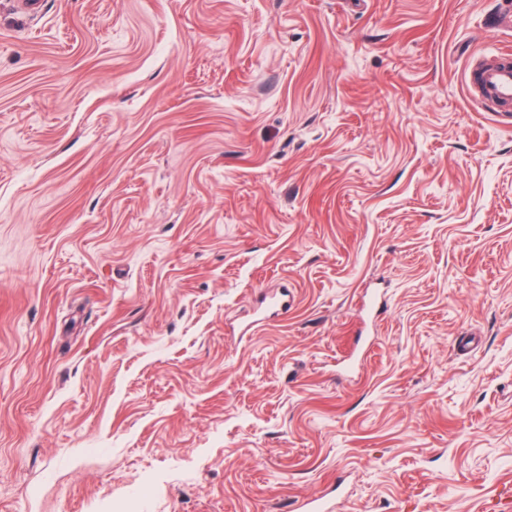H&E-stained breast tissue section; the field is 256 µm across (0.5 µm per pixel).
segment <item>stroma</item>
<instances>
[{"mask_svg":"<svg viewBox=\"0 0 512 512\" xmlns=\"http://www.w3.org/2000/svg\"><path fill=\"white\" fill-rule=\"evenodd\" d=\"M506 2L0 0V512L512 488ZM473 60L468 64L464 82L468 94L486 112H500L512 105V64L497 63L477 70L474 79Z\"/></svg>","mask_w":512,"mask_h":512,"instance_id":"stroma-1","label":"stroma"}]
</instances>
